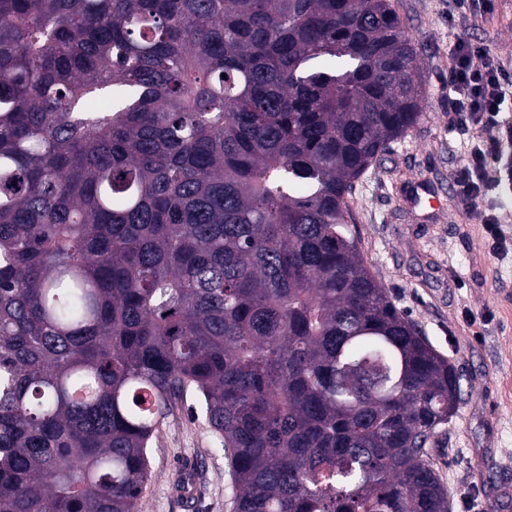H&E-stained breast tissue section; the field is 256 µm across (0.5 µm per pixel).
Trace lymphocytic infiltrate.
Instances as JSON below:
<instances>
[{
    "label": "lymphocytic infiltrate",
    "instance_id": "1",
    "mask_svg": "<svg viewBox=\"0 0 512 512\" xmlns=\"http://www.w3.org/2000/svg\"><path fill=\"white\" fill-rule=\"evenodd\" d=\"M510 96L512 70L485 47L459 40L450 73L448 109L458 114L456 126L468 135L470 146L451 178L460 199L476 205V215L496 250L507 239L500 216L484 202L493 193L512 190V121L500 117Z\"/></svg>",
    "mask_w": 512,
    "mask_h": 512
}]
</instances>
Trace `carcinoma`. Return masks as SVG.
Here are the masks:
<instances>
[{
	"mask_svg": "<svg viewBox=\"0 0 512 512\" xmlns=\"http://www.w3.org/2000/svg\"><path fill=\"white\" fill-rule=\"evenodd\" d=\"M422 100L391 0H0V512H142L190 394L233 512H450L349 223Z\"/></svg>",
	"mask_w": 512,
	"mask_h": 512,
	"instance_id": "cac0c4a2",
	"label": "carcinoma"
}]
</instances>
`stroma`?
I'll return each instance as SVG.
<instances>
[{
    "mask_svg": "<svg viewBox=\"0 0 512 512\" xmlns=\"http://www.w3.org/2000/svg\"><path fill=\"white\" fill-rule=\"evenodd\" d=\"M416 51L422 117L355 183L349 199L370 272L432 346L458 369L461 402L439 435L434 467L453 512H512V222L492 253L474 206L450 179L462 158L448 130V78L457 39L512 61V0L461 14L454 0H392ZM438 206L415 200L416 187ZM218 434L176 406L153 441L144 512H232L231 473ZM193 491L183 495L182 468Z\"/></svg>",
    "mask_w": 512,
    "mask_h": 512,
    "instance_id": "35a3bbf8",
    "label": "stroma"
}]
</instances>
